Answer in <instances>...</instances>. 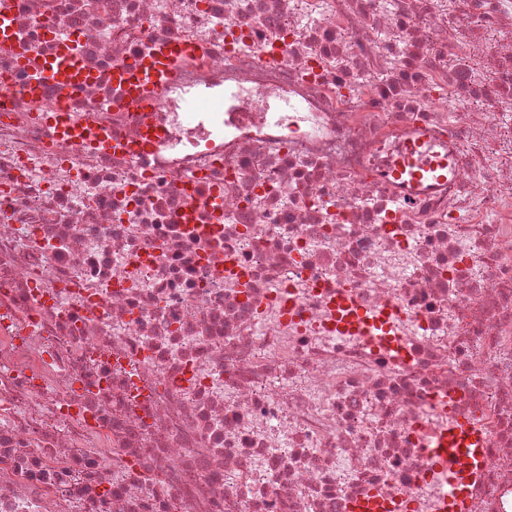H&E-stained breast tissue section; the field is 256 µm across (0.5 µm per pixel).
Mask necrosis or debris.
<instances>
[{"label":"necrosis or debris","mask_w":512,"mask_h":512,"mask_svg":"<svg viewBox=\"0 0 512 512\" xmlns=\"http://www.w3.org/2000/svg\"><path fill=\"white\" fill-rule=\"evenodd\" d=\"M0 22V512H512V0ZM480 444L481 435L474 421L459 418L448 428V435L433 446L436 454L448 456V502L454 510H460L481 461Z\"/></svg>","instance_id":"obj_1"}]
</instances>
